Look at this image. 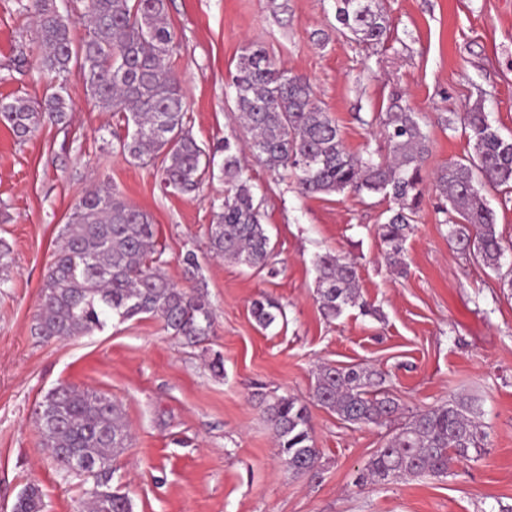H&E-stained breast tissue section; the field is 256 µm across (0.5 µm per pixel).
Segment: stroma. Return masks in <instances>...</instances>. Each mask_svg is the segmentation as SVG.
<instances>
[{"mask_svg":"<svg viewBox=\"0 0 512 512\" xmlns=\"http://www.w3.org/2000/svg\"><path fill=\"white\" fill-rule=\"evenodd\" d=\"M167 0L179 35L173 69L188 126L212 160L199 191L164 188L155 165L113 151L111 112L67 77L66 125L46 123L25 141L0 125V239L10 247L0 284V512L39 485L43 512H81L83 477L44 451L34 409L61 383L119 405L132 441L114 461L112 485L133 512H512V290L457 253L441 222L444 200L425 192L404 270L382 258L377 234L391 206L381 196H302L292 178L249 159L274 245L273 271L212 258L208 227L224 200V139L237 133L231 77L248 43L307 77L336 120L346 148L383 158L378 117L405 95L430 138L427 172L470 154L459 117L474 106L512 135V0H383L381 43L333 27L335 0ZM30 0H0V99L34 103L49 93L40 73ZM99 186L148 212L163 270L208 304L212 332L198 345L168 335L159 319L113 317L63 341L32 334L43 275L76 201ZM194 251L197 280L182 257ZM338 251L358 266L362 307L335 319L315 299L316 255ZM275 298L286 318L269 328L251 303ZM224 361L223 373L210 366ZM381 372L399 411L383 426H357L312 401L323 365ZM294 395L309 404L317 476L282 462L260 402ZM456 395L478 399L485 452L455 461L448 477L364 479L370 457L414 414Z\"/></svg>","mask_w":512,"mask_h":512,"instance_id":"obj_1","label":"stroma"}]
</instances>
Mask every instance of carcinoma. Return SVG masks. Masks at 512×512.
I'll return each mask as SVG.
<instances>
[{
  "mask_svg": "<svg viewBox=\"0 0 512 512\" xmlns=\"http://www.w3.org/2000/svg\"><path fill=\"white\" fill-rule=\"evenodd\" d=\"M87 19L77 40L73 22L60 17L55 0H34L43 51L44 78L63 84L74 67L87 92L113 116L132 127L116 138V151L138 163L161 159V183L182 194L199 189L210 159L187 127V107L180 82L167 60L177 48L167 22L165 0H78ZM336 32L353 40L381 41L388 21L380 0H335ZM234 113L248 136L253 157L270 170L284 169L303 196L364 192L394 201L378 226L387 264L402 268L404 245L415 228L423 203L430 154L429 137L403 94H392L380 133L390 149L387 160L367 150H346L338 126L319 106L309 81L279 68L258 44L243 49L232 75ZM69 100L57 92L42 104L24 99L0 102V123L24 138L48 120L65 124ZM473 141L467 157L441 165L433 186L448 206L441 223L448 240L473 262L494 271L512 289V269L502 271L504 254L494 211L482 186L512 188V137L502 136L476 107L460 116ZM224 202L208 228L210 252L262 270L271 265L273 248L263 224L262 201L244 176L242 150L224 139ZM162 252L154 240L149 213L127 204L112 191L78 200L61 244L40 290L34 334L45 342L87 336L104 327L109 315L128 320L142 315L159 319L170 335L195 344L209 335L212 314L201 296L180 288L161 271ZM316 299L327 318L359 305L358 267L332 251L314 261ZM251 314L263 329L285 317L275 299L252 302ZM376 371L354 365H324L312 400L352 425L382 426L399 404L383 390ZM280 455L298 475L315 471V448L307 403L280 396L264 408ZM472 399L458 397L413 417L376 450L366 465L374 482L421 475L445 476L457 459L481 456L483 433ZM35 422L58 467L70 471L65 448L94 457L101 467L84 477L107 492L88 493L87 512H132L128 495L112 489V460L130 444V432L112 399L61 383L48 391L35 410ZM41 490L29 485L13 512H42Z\"/></svg>",
  "mask_w": 512,
  "mask_h": 512,
  "instance_id": "obj_1",
  "label": "carcinoma"
}]
</instances>
